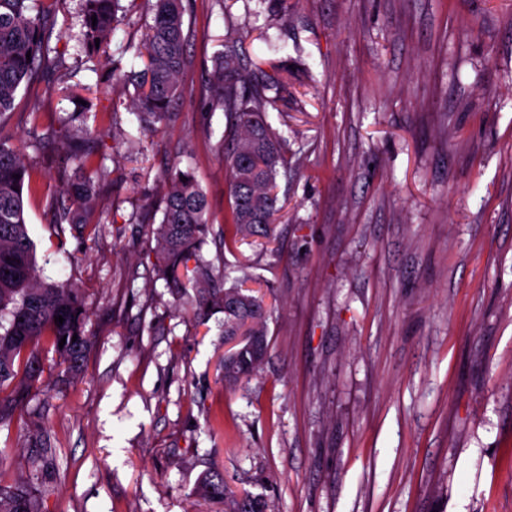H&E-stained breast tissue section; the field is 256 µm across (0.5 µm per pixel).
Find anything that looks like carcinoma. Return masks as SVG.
I'll use <instances>...</instances> for the list:
<instances>
[{
	"label": "carcinoma",
	"instance_id": "carcinoma-1",
	"mask_svg": "<svg viewBox=\"0 0 512 512\" xmlns=\"http://www.w3.org/2000/svg\"><path fill=\"white\" fill-rule=\"evenodd\" d=\"M84 27L91 49H105L117 23L118 0H84ZM57 0H0V427L10 425L38 389L43 373L40 342L53 351L57 365L67 373L79 370L92 338L85 331V312L79 291L67 284L45 283L37 278L33 242L28 233L26 202L44 195L37 168L27 165L13 143L6 119L15 108L21 86L55 66L52 39ZM153 23L142 44L145 67L135 81L134 108L140 122L152 128L171 117L182 93L181 74L186 65L187 35L183 0H153ZM97 18L92 24L91 17ZM208 88L211 107L223 110L233 135L225 143L233 234L230 243L252 237L274 236L281 207L277 178L286 166L283 140L267 122L269 90L285 85L265 72L250 79L230 45L213 58ZM29 130L34 145L47 148L61 141L67 163L73 165L69 204L55 207L54 224H65L82 234L96 233L93 203L100 189L101 167L97 151L84 140L43 127L38 113H31ZM187 181H182V178ZM162 219L153 234L156 240L155 276L178 295L194 289L195 315L205 324L215 311L224 313V335L243 337L224 363V385L235 386L259 371L269 350L268 309L264 300L241 285L212 286V268L201 254L207 231L208 201L191 168L169 169L161 183ZM194 267H188L189 261ZM61 316L63 323L55 318ZM64 345H59L61 338ZM51 449L27 462L11 485L0 484V512H48L39 490L48 474ZM199 494L208 500H229L224 477H204ZM262 496L246 494L230 500L229 512H265Z\"/></svg>",
	"mask_w": 512,
	"mask_h": 512
}]
</instances>
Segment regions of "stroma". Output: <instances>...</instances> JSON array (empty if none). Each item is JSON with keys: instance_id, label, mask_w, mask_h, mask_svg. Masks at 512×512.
I'll return each mask as SVG.
<instances>
[{"instance_id": "stroma-1", "label": "stroma", "mask_w": 512, "mask_h": 512, "mask_svg": "<svg viewBox=\"0 0 512 512\" xmlns=\"http://www.w3.org/2000/svg\"><path fill=\"white\" fill-rule=\"evenodd\" d=\"M187 63L166 123L130 108L149 0H120L106 51L83 0H59V67L22 88L10 126L48 197L28 203L46 281L80 288L94 337L78 376L45 355L29 409L0 428V481L36 436L56 449L50 512H224L205 474L268 512H512V0H184ZM288 93L271 244L228 246L230 122L207 73L227 37ZM86 111L104 177L95 237L58 231L71 176L29 113ZM192 167L209 201L216 285L268 305L269 352L224 385V315L198 325L157 280L160 176ZM199 494L208 500H227L229 498H233L232 496H228L226 491V487L224 484V477L219 474H211L210 476H205L201 481L199 487Z\"/></svg>"}]
</instances>
